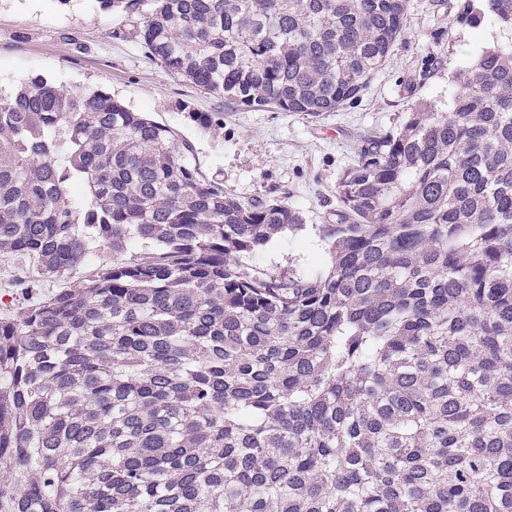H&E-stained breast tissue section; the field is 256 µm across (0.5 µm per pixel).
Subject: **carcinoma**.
<instances>
[{
	"instance_id": "carcinoma-1",
	"label": "carcinoma",
	"mask_w": 512,
	"mask_h": 512,
	"mask_svg": "<svg viewBox=\"0 0 512 512\" xmlns=\"http://www.w3.org/2000/svg\"><path fill=\"white\" fill-rule=\"evenodd\" d=\"M96 2L224 101L205 129L355 102L410 7ZM452 81L362 137L314 276L254 260L301 212L225 191L172 129L103 90L0 93V253L62 278L112 252L0 318V512H512V38Z\"/></svg>"
}]
</instances>
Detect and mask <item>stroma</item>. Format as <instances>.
<instances>
[{"instance_id": "obj_1", "label": "stroma", "mask_w": 512, "mask_h": 512, "mask_svg": "<svg viewBox=\"0 0 512 512\" xmlns=\"http://www.w3.org/2000/svg\"><path fill=\"white\" fill-rule=\"evenodd\" d=\"M466 0H410L407 26L390 61L353 105L310 118L264 109L228 112L219 129L193 121L220 106L147 59L129 31L131 17L101 12L96 0H0V90L40 75L69 91L101 89L174 130L208 178L246 201L280 199L301 212L305 230L271 240L256 256L274 272L315 275L328 263L313 224L335 223L336 182L352 164L362 136L398 126L422 99L447 111L457 89L453 71L493 46L490 19L464 21ZM443 57L441 68L430 66ZM34 259L0 256V316L61 288Z\"/></svg>"}]
</instances>
